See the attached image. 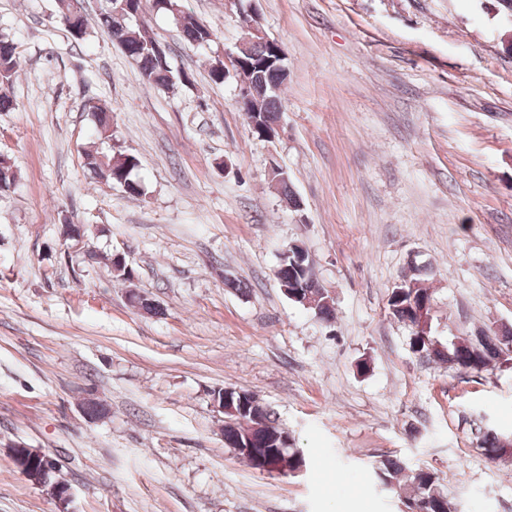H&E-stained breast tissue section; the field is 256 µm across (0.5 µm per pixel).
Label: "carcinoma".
Returning a JSON list of instances; mask_svg holds the SVG:
<instances>
[{
    "label": "carcinoma",
    "instance_id": "carcinoma-1",
    "mask_svg": "<svg viewBox=\"0 0 512 512\" xmlns=\"http://www.w3.org/2000/svg\"><path fill=\"white\" fill-rule=\"evenodd\" d=\"M151 9L169 16L179 27L183 38L190 44L205 47L215 41L214 33L204 24L181 10L179 0H153ZM58 12L61 20L72 36L82 39L87 34L86 16L82 0H58ZM146 6L142 0H101L100 21L112 37L118 41L120 48L137 65L141 76L148 83L162 91H169L176 85L191 83V77L184 71L173 69L170 60H162L156 55V46L162 44L154 36L145 21ZM18 69L15 43L7 38H0V86L13 82ZM256 82L262 85L260 107L270 119L279 115L278 90L282 84L279 69L269 65L258 70ZM94 118L97 147L85 154L84 165L96 178L110 185L120 187L130 197L144 195V187L135 177L138 159L120 150H115L112 140L116 139L112 126V106L102 103L92 111ZM17 172L9 161L0 165V195L14 188ZM423 269L415 277L417 287L402 288L398 285L388 293L387 310L390 317L407 326L411 331L410 347L412 350L431 349L433 358L440 364L453 370L482 372L496 363H503L505 356L512 352V329L503 327L498 331L492 329L478 332L476 340L457 339L446 344L439 342L433 335V326L419 327L418 311L424 300L431 298V292L424 285ZM278 276L281 279H295L301 285L303 297L312 303L316 316L324 321L334 318L332 298L318 282L303 269L291 262H285ZM282 434L273 414L267 415V424L263 432L254 438L253 447L260 449L263 461L247 452H240L237 458L258 471L264 465L276 464L288 460L292 470L307 468L306 458L292 445L275 447L276 437ZM479 448L490 461L512 456V441L508 436L492 427L480 430ZM379 485L395 488L401 492L402 500L422 499L426 501L427 512H455V508L444 493L439 478L427 468H409L398 458H384L375 468Z\"/></svg>",
    "mask_w": 512,
    "mask_h": 512
}]
</instances>
